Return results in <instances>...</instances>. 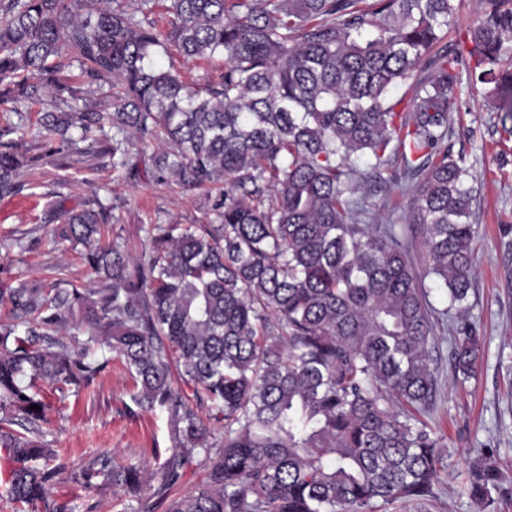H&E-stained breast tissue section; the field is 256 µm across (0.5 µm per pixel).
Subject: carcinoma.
Segmentation results:
<instances>
[{
    "label": "carcinoma",
    "instance_id": "1",
    "mask_svg": "<svg viewBox=\"0 0 512 512\" xmlns=\"http://www.w3.org/2000/svg\"><path fill=\"white\" fill-rule=\"evenodd\" d=\"M462 2L171 0L162 21L157 0H0V105H46L29 142L25 126L0 123V196L69 149L74 128L92 139L84 153L133 179L224 186L218 223L154 224L139 258L101 242L112 208L57 206L56 241L82 245L109 284L0 281L10 503L72 512L50 498L69 466L46 440L41 391L64 400L113 359L134 378L135 407L167 414L172 451L152 471L98 457L73 472L89 492L132 494L140 512H363L433 497L447 464L428 423L432 350L448 314L469 308L478 263L473 174L448 147L450 114L466 81L492 86L495 111L512 115V69L499 67L512 0H483L450 48ZM174 53L221 56L224 70L191 85L156 64ZM101 83L112 99L86 103ZM107 128L112 141L92 137ZM153 142L166 149L147 154ZM356 175L397 187L400 222L378 223L386 203ZM450 343L465 381L480 339L463 323ZM196 461L205 480L168 498ZM465 474L475 501L504 490L488 454Z\"/></svg>",
    "mask_w": 512,
    "mask_h": 512
}]
</instances>
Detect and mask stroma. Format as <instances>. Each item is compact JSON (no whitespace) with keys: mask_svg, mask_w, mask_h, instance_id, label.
Returning <instances> with one entry per match:
<instances>
[{"mask_svg":"<svg viewBox=\"0 0 512 512\" xmlns=\"http://www.w3.org/2000/svg\"><path fill=\"white\" fill-rule=\"evenodd\" d=\"M448 145L471 166L477 180L476 248L479 254L474 291L465 319L483 341L475 374L466 381L451 375V345L440 342L441 395L435 422L454 474L435 486L436 497L416 503L377 504L374 512H512V498L495 496L479 507L462 495L461 459L477 461L481 449L495 451L506 483H512V118L494 111L488 86L463 87L451 115ZM18 193L0 196V280L34 287L55 269L85 288L104 281L86 267L77 250L53 247L56 204L83 208L93 199L112 207L107 239L139 256L154 224H211L217 191H184L145 175L129 178L113 170L110 158L81 153L40 160L20 174ZM134 381L112 362L95 384L69 397L55 413L50 440L73 468L98 456L157 464L171 451L166 414L130 415Z\"/></svg>","mask_w":512,"mask_h":512,"instance_id":"obj_1","label":"stroma"}]
</instances>
